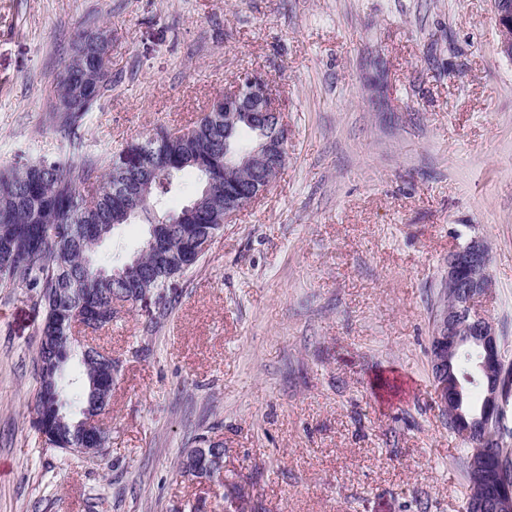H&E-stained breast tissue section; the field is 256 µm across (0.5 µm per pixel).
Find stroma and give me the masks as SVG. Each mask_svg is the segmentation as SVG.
<instances>
[{
  "label": "stroma",
  "mask_w": 512,
  "mask_h": 512,
  "mask_svg": "<svg viewBox=\"0 0 512 512\" xmlns=\"http://www.w3.org/2000/svg\"><path fill=\"white\" fill-rule=\"evenodd\" d=\"M97 27L117 83L89 149L120 157L259 72L288 162L156 332L136 307L94 336L119 364L108 468L35 432L43 313L0 294V512H464L429 347L448 255L477 234L512 365V62L492 0H0V165L51 148L56 76ZM204 437L223 485L178 473Z\"/></svg>",
  "instance_id": "obj_1"
}]
</instances>
